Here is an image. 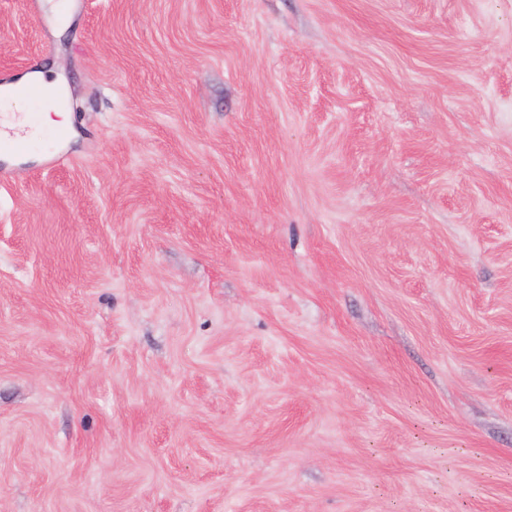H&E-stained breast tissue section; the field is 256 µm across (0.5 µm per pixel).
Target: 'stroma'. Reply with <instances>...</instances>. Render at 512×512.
I'll return each mask as SVG.
<instances>
[{
    "label": "stroma",
    "instance_id": "35a3bbf8",
    "mask_svg": "<svg viewBox=\"0 0 512 512\" xmlns=\"http://www.w3.org/2000/svg\"><path fill=\"white\" fill-rule=\"evenodd\" d=\"M0 0V512H512V0ZM47 70H33L22 79L0 86V102L6 108L20 110L22 99L17 97L16 88H28L32 94H36L45 101V112H43L42 126L48 128H67L70 124V115L62 103L65 92V85L60 79L49 80ZM52 115L55 117H52ZM42 126H37L41 131Z\"/></svg>",
    "mask_w": 512,
    "mask_h": 512
}]
</instances>
